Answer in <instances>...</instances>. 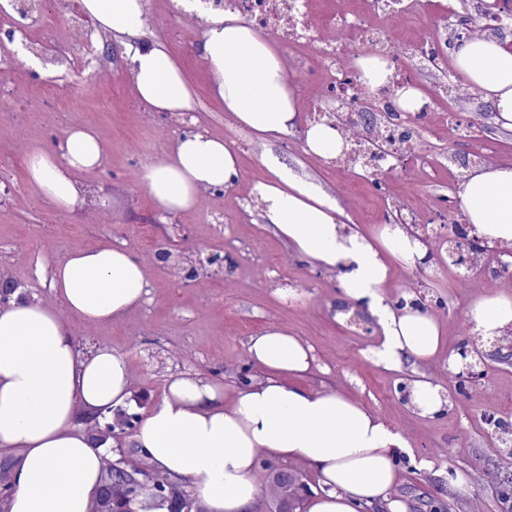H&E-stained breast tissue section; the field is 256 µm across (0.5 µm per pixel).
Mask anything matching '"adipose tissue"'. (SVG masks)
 <instances>
[{"label":"adipose tissue","mask_w":512,"mask_h":512,"mask_svg":"<svg viewBox=\"0 0 512 512\" xmlns=\"http://www.w3.org/2000/svg\"><path fill=\"white\" fill-rule=\"evenodd\" d=\"M174 2L198 19V52L233 125L261 140L297 126L296 86L273 43L213 0ZM76 5L93 33L127 38V70L142 104L180 119L196 111L182 67L161 43L142 38L147 0ZM455 66L492 104L497 122L512 128V41L464 40ZM344 144L332 121L307 124L304 152L333 160ZM105 158L97 131L74 124L53 147L27 151L26 174L39 195L72 213L87 204L81 174L102 167ZM267 168L269 178L253 188L263 219L297 256L335 275L343 306L333 319L344 324L365 316L374 341L363 356L388 372L416 367L404 384L407 408L429 419L446 414L450 393L423 371L444 342L440 319L414 292L395 299L387 293L394 264L426 263L424 243L403 224H383L365 235L322 190L277 160ZM239 174L238 149L197 127L181 133L141 179L157 210L172 216L196 208L206 193L233 186ZM458 197L472 236L512 248V165L467 170ZM49 286L53 305L16 287L0 290V455L10 459L13 487L0 500V512H96L114 440L92 432L89 420L134 410L141 415L134 436L140 459L189 482L203 512H256L268 492L256 479L264 457L316 470L322 490L307 500V512H407L394 488L398 458L412 453L409 442L347 393L301 387L317 366L313 347L301 337L266 328L246 347L257 376L231 387L201 373L177 376L142 410L124 357L106 346L80 351L66 318L107 324L141 306L144 265L127 249L104 243L71 251L52 269ZM466 317L482 336L512 334V295L478 296Z\"/></svg>","instance_id":"ef3b65f1"}]
</instances>
